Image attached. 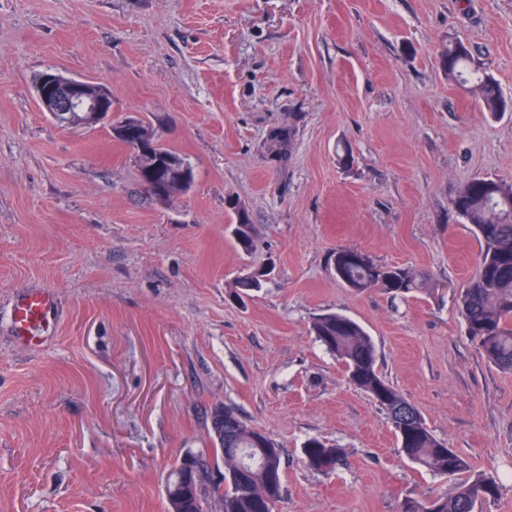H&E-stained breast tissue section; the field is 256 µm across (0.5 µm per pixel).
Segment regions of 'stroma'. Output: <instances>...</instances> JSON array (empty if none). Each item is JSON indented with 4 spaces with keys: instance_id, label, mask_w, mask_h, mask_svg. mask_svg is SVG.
Wrapping results in <instances>:
<instances>
[{
    "instance_id": "obj_1",
    "label": "stroma",
    "mask_w": 512,
    "mask_h": 512,
    "mask_svg": "<svg viewBox=\"0 0 512 512\" xmlns=\"http://www.w3.org/2000/svg\"><path fill=\"white\" fill-rule=\"evenodd\" d=\"M455 41L512 98V0H0V512H167L185 456L224 470L218 404L281 445L277 512L453 495L457 478L411 462L311 335L326 312L360 322L436 438L498 477L484 512H512V371L456 311L481 248L449 206L472 178L512 181V112L448 79ZM49 69L104 84L111 123L149 124L191 188L157 201L111 124L53 120L33 88ZM288 123V164L269 167L266 134ZM230 198L256 226L251 253ZM339 245L428 284L355 293L329 268ZM260 267L264 288L233 300ZM28 290L55 302L37 348L11 326ZM312 436L342 448L334 472L304 463ZM227 205L234 214V222L231 226L235 241L248 254L253 250L255 235L251 215L248 209L238 201L229 199Z\"/></svg>"
}]
</instances>
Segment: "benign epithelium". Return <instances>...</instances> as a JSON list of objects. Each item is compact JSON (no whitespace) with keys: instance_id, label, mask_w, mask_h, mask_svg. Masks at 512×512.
I'll list each match as a JSON object with an SVG mask.
<instances>
[{"instance_id":"obj_1","label":"benign epithelium","mask_w":512,"mask_h":512,"mask_svg":"<svg viewBox=\"0 0 512 512\" xmlns=\"http://www.w3.org/2000/svg\"><path fill=\"white\" fill-rule=\"evenodd\" d=\"M107 89L97 83L65 77L49 70L35 85L37 101L43 111L59 123L68 127L96 125L112 116V106L106 98ZM115 128L133 142L131 149L137 155L145 152L139 123L128 118ZM199 474V461L183 460L171 482V492L166 494L169 512H181L182 503L191 497Z\"/></svg>"}]
</instances>
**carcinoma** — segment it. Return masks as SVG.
Wrapping results in <instances>:
<instances>
[{"instance_id":"1","label":"carcinoma","mask_w":512,"mask_h":512,"mask_svg":"<svg viewBox=\"0 0 512 512\" xmlns=\"http://www.w3.org/2000/svg\"><path fill=\"white\" fill-rule=\"evenodd\" d=\"M440 65L448 77L464 78L468 92L479 108L495 115L512 112V99L503 96L496 81L474 66L471 52L459 50V42H451L440 54ZM296 129L279 125L268 132L263 153L275 168L288 165ZM152 150L148 164L162 171L168 192L149 195L166 201L181 193L180 174L191 165L177 151L151 137ZM227 205L234 214L232 232L238 246L250 253L254 246L255 228L248 209L235 200ZM453 212L474 227L481 245L480 260L466 288L460 295V310L468 334L477 341L487 360L501 369L512 370V182L476 177L461 186L450 199ZM350 248L337 247L330 255V266L336 281L355 293L383 291L393 297L419 290L427 275L411 266L377 264L370 256L356 261L345 259ZM267 272L251 271L236 282L241 294L262 287ZM316 340L342 360L349 381L369 395L384 410L391 422L401 451L412 462L436 474L459 476L470 471L468 459L439 441L426 425L421 413L377 370V350L365 328L341 313H325L312 324ZM224 437L213 438L224 462L223 480L211 485V497L224 501V512H275L282 496V464L279 444L265 436L274 448V473H269L255 440L262 432L250 427L237 411L224 407ZM307 465L329 472L338 464L340 449L331 448L318 438L308 439L303 446ZM499 485L496 478L475 474L459 483L450 498L419 501L405 498L400 512H480L483 503L495 497ZM204 478L188 499L184 512H206Z\"/></svg>"}]
</instances>
